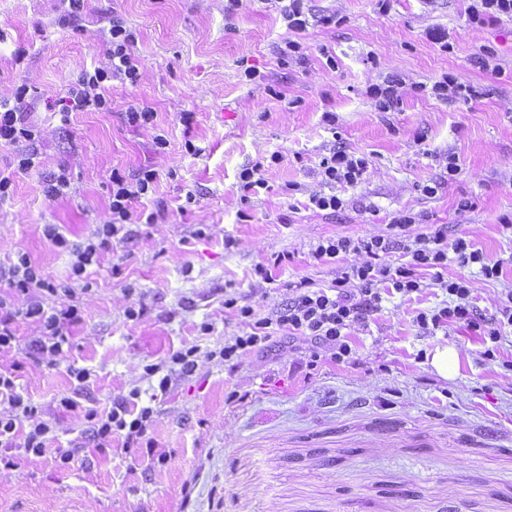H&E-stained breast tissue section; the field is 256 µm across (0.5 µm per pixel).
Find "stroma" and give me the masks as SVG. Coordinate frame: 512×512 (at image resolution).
<instances>
[{
  "label": "stroma",
  "instance_id": "stroma-1",
  "mask_svg": "<svg viewBox=\"0 0 512 512\" xmlns=\"http://www.w3.org/2000/svg\"><path fill=\"white\" fill-rule=\"evenodd\" d=\"M469 4L305 0L308 27L292 35L266 0H243L229 18L224 0H83L73 19L67 0H0V94L31 86L25 106L39 162L16 174L0 205V264L22 251L48 279L69 284L72 257L50 245L44 225L82 243L109 218L113 173H157L145 202L157 221L102 254L72 347L52 366L20 361L19 390L44 420L61 419L60 445L82 442L85 410L135 389L149 399L158 380L145 366L240 334L225 293L267 315L287 302L288 284L336 279L340 263L310 256L320 240L384 233L398 211L447 225L501 261L492 280L478 267L448 265L449 276L472 281L483 313H494L512 290V232L503 228L512 220V17L475 23ZM116 18L137 34L140 81L113 83L111 111L75 112L61 124L50 102L102 60ZM435 30L447 32V44L431 39ZM289 38L302 49L286 58ZM487 53L499 74L479 64ZM445 73L475 96L432 95ZM392 77L413 90L377 111L366 88ZM140 99L156 110L151 127L127 120ZM334 145L369 168L356 187H336L349 205L330 213L306 202ZM276 151L280 161L270 162ZM452 156L460 171L449 181ZM259 160L268 186L241 204L239 174ZM63 166L71 187L47 201L41 181ZM438 178V192L424 194ZM261 262L272 265L273 282L254 276ZM446 299L435 287L384 296L351 331L354 365L324 361L311 373L287 345L275 360L248 359L232 373L200 360L155 400L149 435L165 464L117 440L66 468L49 454L0 469V512H512V332L490 360L475 331L422 333L417 312ZM139 302L146 316L128 319L127 306ZM444 347L454 355L445 378L430 364ZM73 367L91 371L85 385ZM67 396L78 413L60 414Z\"/></svg>",
  "mask_w": 512,
  "mask_h": 512
}]
</instances>
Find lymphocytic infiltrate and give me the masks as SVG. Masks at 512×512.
I'll use <instances>...</instances> for the list:
<instances>
[{"instance_id": "obj_1", "label": "lymphocytic infiltrate", "mask_w": 512, "mask_h": 512, "mask_svg": "<svg viewBox=\"0 0 512 512\" xmlns=\"http://www.w3.org/2000/svg\"><path fill=\"white\" fill-rule=\"evenodd\" d=\"M133 33L121 21H113L106 41L105 60L92 68L82 69L59 100L61 123H68L71 112L109 110L106 96L109 82L137 85L140 61L133 54ZM28 85L17 86L10 95H0V145H17L34 141L36 130L24 110ZM322 191L312 192L309 203L321 211H339L345 201L332 194L333 186L353 187L362 183L368 161L341 149L330 150L318 164ZM157 179L154 170L142 171L129 180L120 173L112 175L110 218L98 225L93 237L84 245L71 246L58 225L44 228L48 241L57 249L72 251L71 284L50 281L27 253H16L14 260L0 266V354L22 350L25 357L37 362L55 364L70 346L72 331L82 320L75 284L88 282L90 270L98 265L102 253L112 243L130 240L135 231L133 216L138 205L147 198ZM416 218L399 212L392 216L386 233L353 238L337 235L319 241L311 258L319 263L353 256V263L343 266L336 279L326 287H314L307 280L290 283L291 295L284 307L258 316L254 307L239 305L234 294L224 296V304L236 310L243 326L240 334L225 339L222 348L208 352V359L224 363L228 370L237 369L245 359L268 360L275 353L277 339L288 344L307 345L312 360L328 352L335 363L351 364L356 352L350 340L355 326L368 322L381 306L384 295L408 297L433 285L446 293L444 307L418 312L415 322L422 330L448 325L467 327L498 342L505 328H512V291L500 300L494 314L486 315L476 305L473 287L465 278L447 277L449 261L463 267L478 266L485 278L499 277L502 264L491 261L474 249L465 237H449L444 224L427 225L424 232L411 234ZM401 254L403 261L391 263V254ZM55 305L46 306V297ZM31 323L36 334L26 345H19L16 327ZM198 347H184L169 354L167 360L146 366L147 376L157 378L160 393H167L173 378L192 375L198 368ZM15 367L0 368V465L17 467L20 463L44 457L55 451L58 466L66 467L79 454L78 448L57 445L58 429L41 420L39 408L19 392ZM139 392L113 400L111 406L91 409L84 418L89 424V438L97 451H105L113 439H121L123 448H139L149 443L155 409L139 402Z\"/></svg>"}]
</instances>
